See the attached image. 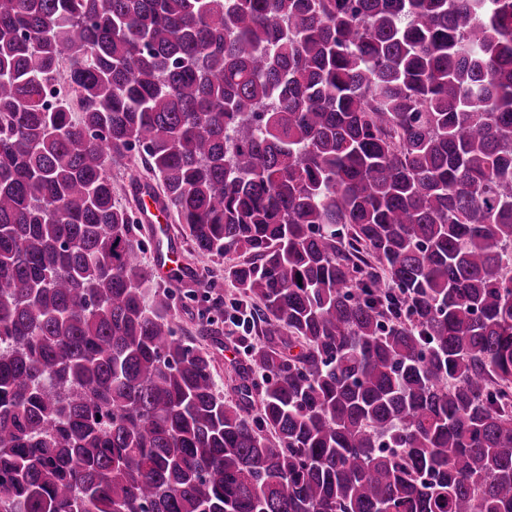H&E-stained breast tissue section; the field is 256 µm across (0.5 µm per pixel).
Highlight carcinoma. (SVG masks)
I'll return each instance as SVG.
<instances>
[{"label": "carcinoma", "instance_id": "1", "mask_svg": "<svg viewBox=\"0 0 512 512\" xmlns=\"http://www.w3.org/2000/svg\"><path fill=\"white\" fill-rule=\"evenodd\" d=\"M126 158L245 256L254 417ZM0 512H512V0H0ZM112 191L123 204L130 206L133 210L138 208V204L128 191L125 162L112 164ZM142 237L144 241V253L143 261L146 265L153 268V253L155 251V265L158 267L160 272L165 274L169 279H178L184 274V267L181 264L177 247L170 248V241L168 242L167 248L163 250L161 246L156 243L153 250V237L147 225L142 224Z\"/></svg>", "mask_w": 512, "mask_h": 512}]
</instances>
